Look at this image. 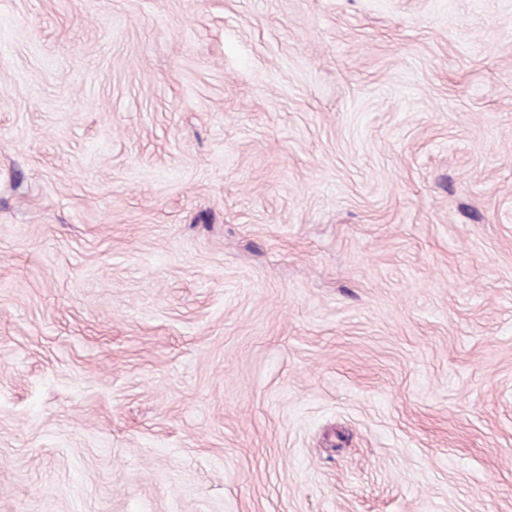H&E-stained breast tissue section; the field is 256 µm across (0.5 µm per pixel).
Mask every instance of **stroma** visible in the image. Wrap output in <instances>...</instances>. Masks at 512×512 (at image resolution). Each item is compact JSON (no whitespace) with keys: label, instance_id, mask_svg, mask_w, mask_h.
<instances>
[{"label":"stroma","instance_id":"35a3bbf8","mask_svg":"<svg viewBox=\"0 0 512 512\" xmlns=\"http://www.w3.org/2000/svg\"><path fill=\"white\" fill-rule=\"evenodd\" d=\"M0 512H512V0H0Z\"/></svg>","mask_w":512,"mask_h":512}]
</instances>
